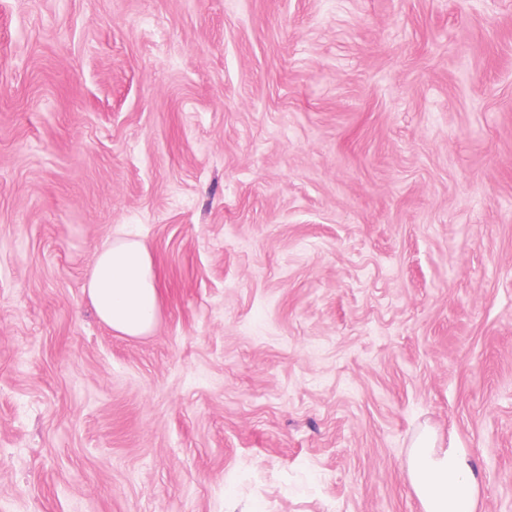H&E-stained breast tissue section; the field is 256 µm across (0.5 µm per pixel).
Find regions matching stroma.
<instances>
[{"label":"stroma","instance_id":"35a3bbf8","mask_svg":"<svg viewBox=\"0 0 512 512\" xmlns=\"http://www.w3.org/2000/svg\"><path fill=\"white\" fill-rule=\"evenodd\" d=\"M424 425L512 512V0H0V512H421ZM86 293L98 319L124 336H143L160 306L153 260L145 246L112 236L98 246L90 264Z\"/></svg>","mask_w":512,"mask_h":512}]
</instances>
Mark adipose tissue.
I'll use <instances>...</instances> for the list:
<instances>
[{
    "instance_id": "ef3b65f1",
    "label": "adipose tissue",
    "mask_w": 512,
    "mask_h": 512,
    "mask_svg": "<svg viewBox=\"0 0 512 512\" xmlns=\"http://www.w3.org/2000/svg\"><path fill=\"white\" fill-rule=\"evenodd\" d=\"M86 293L98 319L125 336L150 331L160 306L153 260L136 240L108 237L94 253ZM407 474L422 512H477L481 473L462 448L442 444L431 427L413 438Z\"/></svg>"
}]
</instances>
